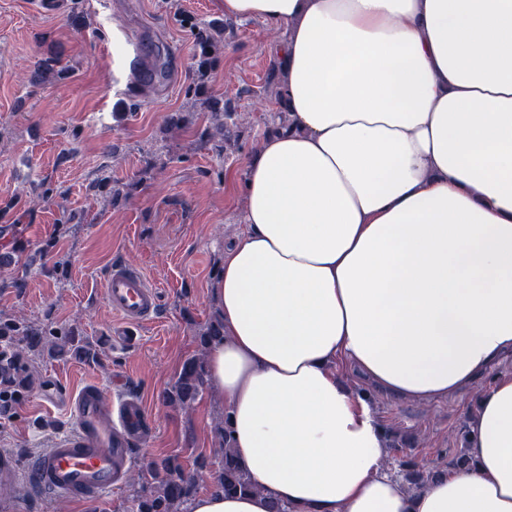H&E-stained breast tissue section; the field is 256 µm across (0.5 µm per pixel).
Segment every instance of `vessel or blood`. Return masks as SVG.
<instances>
[{
    "mask_svg": "<svg viewBox=\"0 0 512 512\" xmlns=\"http://www.w3.org/2000/svg\"><path fill=\"white\" fill-rule=\"evenodd\" d=\"M105 300L128 330L156 319L159 297L137 267L112 264L103 281ZM75 425L35 460L32 485L57 496L92 502L121 485L131 462L130 448L145 421L139 400L105 399L99 387L88 385L71 397Z\"/></svg>",
    "mask_w": 512,
    "mask_h": 512,
    "instance_id": "1",
    "label": "vessel or blood"
}]
</instances>
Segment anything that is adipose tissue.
Returning <instances> with one entry per match:
<instances>
[{
  "label": "adipose tissue",
  "mask_w": 512,
  "mask_h": 512,
  "mask_svg": "<svg viewBox=\"0 0 512 512\" xmlns=\"http://www.w3.org/2000/svg\"><path fill=\"white\" fill-rule=\"evenodd\" d=\"M285 34L288 127L244 166L210 384L255 493L187 512H512V374L469 467L407 494L335 371L449 397L512 351V0H224Z\"/></svg>",
  "instance_id": "adipose-tissue-1"
}]
</instances>
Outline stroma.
<instances>
[{
  "label": "stroma",
  "instance_id": "1",
  "mask_svg": "<svg viewBox=\"0 0 512 512\" xmlns=\"http://www.w3.org/2000/svg\"><path fill=\"white\" fill-rule=\"evenodd\" d=\"M188 17L228 35L207 88L245 125L236 148L222 154L207 114L184 97L194 80ZM116 28L170 53L169 81L135 110L115 69ZM283 40L262 21L225 18L222 0H61L53 10L39 0H0V254L13 258L0 268V311L78 327L98 352L94 360L69 351L41 358L39 382L12 419L0 420V454L13 458L17 473L14 483H0V512H125L124 484L87 504L36 491L28 480L32 458L72 427L62 392L87 383L143 402L148 426L132 469L176 455L189 470L196 456H215L223 396L206 390L183 411L165 395L198 350L197 329L218 313L213 290L224 249L243 231L244 165L280 109L263 86ZM46 57L68 77H39ZM177 112L182 123L170 125ZM104 175L128 187L117 204L91 188ZM43 182L57 190L46 202L36 191ZM15 222L18 237L8 230ZM116 260L139 265L160 297L157 320L138 328L132 346L117 342L121 323L103 296ZM21 277L26 288H11ZM336 372L364 399L388 447L424 466L467 448L468 420L491 382L482 376L448 399H398L346 363Z\"/></svg>",
  "mask_w": 512,
  "mask_h": 512
}]
</instances>
